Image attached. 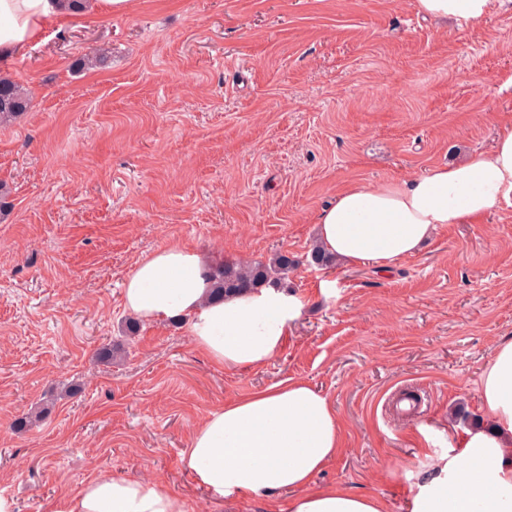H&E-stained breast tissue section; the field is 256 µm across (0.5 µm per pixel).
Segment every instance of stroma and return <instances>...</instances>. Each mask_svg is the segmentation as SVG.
<instances>
[{"label": "stroma", "instance_id": "obj_1", "mask_svg": "<svg viewBox=\"0 0 512 512\" xmlns=\"http://www.w3.org/2000/svg\"><path fill=\"white\" fill-rule=\"evenodd\" d=\"M101 50L104 65L76 68ZM1 76L31 98L0 127V496L14 512H48L101 472L160 481L196 512H288L287 493L223 501L181 466L209 412L288 378L341 420L315 487L408 512L434 458L483 421V367L512 339V208L439 226L388 271L305 256L345 186L490 149L512 119V0L468 22L422 19L415 0H132L56 20ZM171 243L213 266L300 257L285 286L302 308L270 363L214 365L167 322L123 335L126 276ZM112 344L121 359L99 362ZM130 0H92L88 10H83L85 15L94 18L102 15L121 14L129 10Z\"/></svg>", "mask_w": 512, "mask_h": 512}]
</instances>
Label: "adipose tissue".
<instances>
[{
	"mask_svg": "<svg viewBox=\"0 0 512 512\" xmlns=\"http://www.w3.org/2000/svg\"><path fill=\"white\" fill-rule=\"evenodd\" d=\"M496 0H417L420 15L479 21ZM65 0H0V62L39 37ZM512 207V121L490 151L461 164L379 186L352 185L318 214L321 246L353 264L390 269L418 252L439 226L476 224ZM207 265L193 249L170 245L141 260L122 286L123 305L140 319L175 320L193 345L227 368H256L280 350L300 300L277 286L208 299ZM489 427L464 430L453 453L434 463L410 512H512V340L502 342L479 383ZM341 445L338 414L304 381L286 379L231 399L194 431L181 462L202 487L222 497L290 492L289 512H385L375 496L316 489L314 476ZM50 512H192L163 483L99 474L52 502Z\"/></svg>",
	"mask_w": 512,
	"mask_h": 512,
	"instance_id": "1",
	"label": "adipose tissue"
}]
</instances>
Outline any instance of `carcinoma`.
<instances>
[{
	"instance_id": "obj_1",
	"label": "carcinoma",
	"mask_w": 512,
	"mask_h": 512,
	"mask_svg": "<svg viewBox=\"0 0 512 512\" xmlns=\"http://www.w3.org/2000/svg\"><path fill=\"white\" fill-rule=\"evenodd\" d=\"M29 104V94L20 85L9 79H0V126L13 122L27 111ZM306 261L310 265L330 267L335 264L336 257L322 251L315 244L308 251ZM299 264L300 260L295 255L278 252L265 262L220 265L210 271L213 297L222 300L230 294L274 284Z\"/></svg>"
}]
</instances>
